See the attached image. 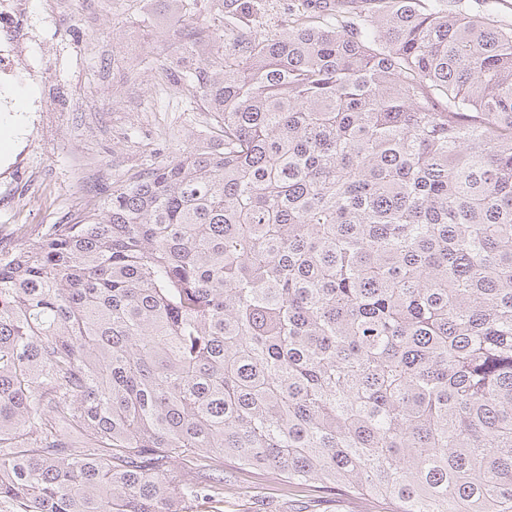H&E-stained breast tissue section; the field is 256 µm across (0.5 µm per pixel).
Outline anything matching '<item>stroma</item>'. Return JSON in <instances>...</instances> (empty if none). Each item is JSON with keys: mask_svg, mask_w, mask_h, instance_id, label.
<instances>
[{"mask_svg": "<svg viewBox=\"0 0 512 512\" xmlns=\"http://www.w3.org/2000/svg\"><path fill=\"white\" fill-rule=\"evenodd\" d=\"M32 48L20 67L37 80L19 84L20 102L41 112L0 123V246L16 228L33 237L73 218L79 201H96L114 185L179 148L206 137L200 102L166 80L167 57L181 47L150 0H73L68 19L43 20V0H27ZM230 487L205 512H391L317 485L293 486L274 474L225 463Z\"/></svg>", "mask_w": 512, "mask_h": 512, "instance_id": "1", "label": "stroma"}]
</instances>
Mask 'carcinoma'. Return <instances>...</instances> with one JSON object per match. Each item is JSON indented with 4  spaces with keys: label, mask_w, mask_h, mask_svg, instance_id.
I'll return each mask as SVG.
<instances>
[{
    "label": "carcinoma",
    "mask_w": 512,
    "mask_h": 512,
    "mask_svg": "<svg viewBox=\"0 0 512 512\" xmlns=\"http://www.w3.org/2000/svg\"><path fill=\"white\" fill-rule=\"evenodd\" d=\"M160 2L215 135L0 249V512H199L187 457L512 512V23ZM195 5L190 13L189 21L203 28L208 33L224 36V15L222 0H194Z\"/></svg>",
    "instance_id": "carcinoma-1"
}]
</instances>
